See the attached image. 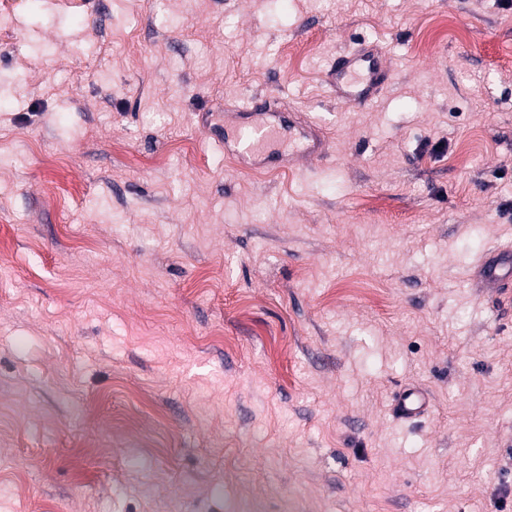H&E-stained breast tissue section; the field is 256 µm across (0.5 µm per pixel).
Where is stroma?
<instances>
[{
    "mask_svg": "<svg viewBox=\"0 0 512 512\" xmlns=\"http://www.w3.org/2000/svg\"><path fill=\"white\" fill-rule=\"evenodd\" d=\"M0 512H512L506 0H0ZM378 42L389 88L329 97ZM328 134L262 174L201 115ZM429 415L396 418L403 386ZM391 71L385 54L371 43H358L336 56V63L324 74L331 97L349 105H362L386 86ZM473 276L498 288L501 294H507L511 299L512 289V251L494 248L480 255L472 265Z\"/></svg>",
    "mask_w": 512,
    "mask_h": 512,
    "instance_id": "35a3bbf8",
    "label": "stroma"
}]
</instances>
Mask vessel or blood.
Returning a JSON list of instances; mask_svg holds the SVG:
<instances>
[{"label":"vessel or blood","mask_w":512,"mask_h":512,"mask_svg":"<svg viewBox=\"0 0 512 512\" xmlns=\"http://www.w3.org/2000/svg\"><path fill=\"white\" fill-rule=\"evenodd\" d=\"M391 71L385 54L377 45L362 42L341 52L335 64L325 73L324 83L331 97L349 105H362L376 97L386 86ZM235 124L224 135V154L236 166L260 169L265 162L262 154L275 139L287 140L289 153L272 157V164L287 165L290 154L310 159L322 157L328 143L319 129L303 113L283 112L270 102L261 100L251 106L234 109ZM474 277L496 287L512 286V251L497 248L480 255L472 266ZM427 394L416 387L397 392L394 412L404 420H416L428 411Z\"/></svg>","instance_id":"obj_1"}]
</instances>
